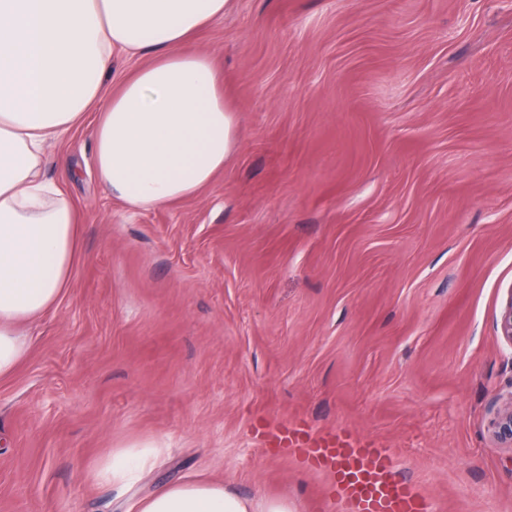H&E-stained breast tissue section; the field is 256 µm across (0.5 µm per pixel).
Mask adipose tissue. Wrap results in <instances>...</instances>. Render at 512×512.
<instances>
[{
    "instance_id": "ef3b65f1",
    "label": "adipose tissue",
    "mask_w": 512,
    "mask_h": 512,
    "mask_svg": "<svg viewBox=\"0 0 512 512\" xmlns=\"http://www.w3.org/2000/svg\"><path fill=\"white\" fill-rule=\"evenodd\" d=\"M233 0H0V378L25 358L27 328L72 276L79 210L45 172L46 152L96 113L100 184L130 211L196 196L237 147L235 113L213 54L193 36ZM146 57L115 90L114 55ZM163 453L115 448L98 478L128 488ZM128 512H297L276 496L244 498L221 480L158 488Z\"/></svg>"
}]
</instances>
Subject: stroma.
<instances>
[{"instance_id":"35a3bbf8","label":"stroma","mask_w":512,"mask_h":512,"mask_svg":"<svg viewBox=\"0 0 512 512\" xmlns=\"http://www.w3.org/2000/svg\"><path fill=\"white\" fill-rule=\"evenodd\" d=\"M238 147L196 197L134 213L47 151L81 212L71 282L0 379V512H125L203 474L338 512L261 444L291 419L374 437L432 512H512V0H234L197 38ZM155 441L133 488L92 473Z\"/></svg>"}]
</instances>
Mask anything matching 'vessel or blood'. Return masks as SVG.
Here are the masks:
<instances>
[{
  "label": "vessel or blood",
  "mask_w": 512,
  "mask_h": 512,
  "mask_svg": "<svg viewBox=\"0 0 512 512\" xmlns=\"http://www.w3.org/2000/svg\"><path fill=\"white\" fill-rule=\"evenodd\" d=\"M308 470L327 479L326 490L348 512H429L427 497L397 474L389 449L349 431L312 432L291 420L267 435Z\"/></svg>",
  "instance_id": "b4317fda"
}]
</instances>
